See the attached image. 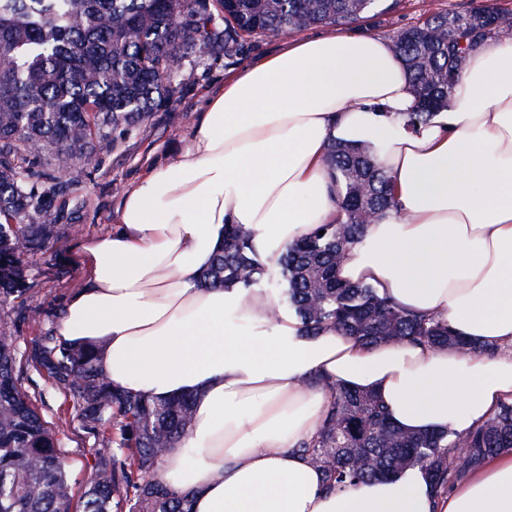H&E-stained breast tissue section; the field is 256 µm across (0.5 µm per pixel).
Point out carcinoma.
<instances>
[{
  "instance_id": "obj_1",
  "label": "carcinoma",
  "mask_w": 512,
  "mask_h": 512,
  "mask_svg": "<svg viewBox=\"0 0 512 512\" xmlns=\"http://www.w3.org/2000/svg\"><path fill=\"white\" fill-rule=\"evenodd\" d=\"M398 0H0V302L27 297L25 256L46 251L68 219L55 200L58 174L114 150L154 112L174 107L184 75L174 59L245 52V37L286 35L314 25L347 26L395 8ZM221 15L222 23L216 22ZM512 39V10L492 4L438 10L392 37L417 97L404 124L416 130L443 106L469 54L492 38ZM331 178L340 212L290 245L279 263H261L253 232L224 229V246L202 274L206 285L281 287V307L308 335L340 328L369 342L407 340L459 347L448 323L411 315L367 285L336 277V266L365 226L393 204L390 177L365 146L333 141ZM30 358L76 401L95 463L79 512H192L191 493L157 480L166 450L192 423L191 397L154 401L115 386L92 349L32 341ZM16 351L0 333V512H74L60 440L15 376ZM333 401L317 435L299 451L336 491L401 469L424 467L441 492L494 455L512 450V404L462 434H410L393 426L368 392L330 387Z\"/></svg>"
}]
</instances>
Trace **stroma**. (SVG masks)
<instances>
[{"label":"stroma","mask_w":512,"mask_h":512,"mask_svg":"<svg viewBox=\"0 0 512 512\" xmlns=\"http://www.w3.org/2000/svg\"><path fill=\"white\" fill-rule=\"evenodd\" d=\"M488 0H399L397 7L349 26V33L373 34L384 38L422 21L439 8L467 10ZM185 88L174 109L155 112L147 126L133 130L124 143L102 156L96 167L75 166L67 175L72 187L66 206L75 218L62 226L59 237L44 253L29 257L28 273L35 301L22 298L0 305V328L12 336L16 347L15 375L22 390L36 405L48 427L64 447V462L71 474L72 493L81 496L83 478L94 464V440L80 428L76 403L40 373L28 354L36 336L54 331L55 317L39 306L42 297L66 304L81 288L87 271L77 258L81 242L112 232L122 199L158 163L170 161L187 144L197 125L206 99L220 90L235 66L224 63L223 55L188 62L183 67Z\"/></svg>","instance_id":"35a3bbf8"}]
</instances>
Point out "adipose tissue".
<instances>
[{
  "label": "adipose tissue",
  "instance_id": "obj_1",
  "mask_svg": "<svg viewBox=\"0 0 512 512\" xmlns=\"http://www.w3.org/2000/svg\"><path fill=\"white\" fill-rule=\"evenodd\" d=\"M414 106L384 37L284 44L225 80L176 160L124 195L115 232L82 243L89 278L56 335L92 346L103 374L145 397L193 394L192 426L157 474L192 492V512H512V451L443 494L417 465L328 492L299 450L333 384L377 394L416 434L462 433L512 403V39L471 53L417 132L403 119ZM335 139L369 144L394 182L393 207L347 249L339 278L447 322L471 352L308 336L269 292L202 284L225 225L251 229L273 265L336 222Z\"/></svg>",
  "mask_w": 512,
  "mask_h": 512
}]
</instances>
